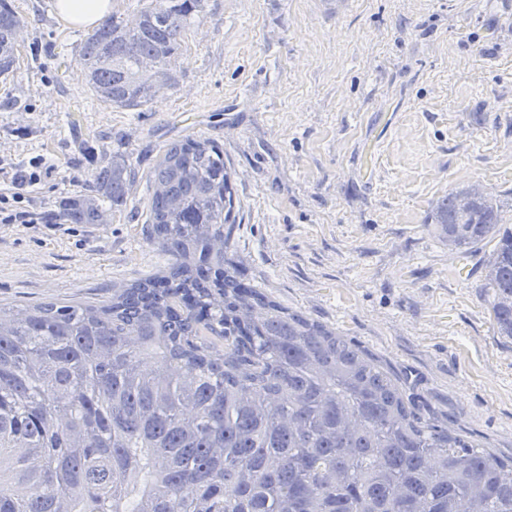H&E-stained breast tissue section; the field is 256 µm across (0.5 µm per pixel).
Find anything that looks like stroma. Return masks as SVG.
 <instances>
[{"label": "stroma", "mask_w": 512, "mask_h": 512, "mask_svg": "<svg viewBox=\"0 0 512 512\" xmlns=\"http://www.w3.org/2000/svg\"><path fill=\"white\" fill-rule=\"evenodd\" d=\"M12 3L25 26L0 77V157L51 153L64 177L37 187L40 223L0 224V303L98 304L163 268L142 233L149 177L170 143L205 137L231 174L239 274L336 327L425 418L512 457V340L494 333L486 253H452L427 226L474 183L512 226L511 22L486 0H204L175 87L125 110L90 93L87 31L57 0ZM115 156L127 207L61 223Z\"/></svg>", "instance_id": "35a3bbf8"}]
</instances>
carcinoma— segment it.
Listing matches in <instances>:
<instances>
[{
	"label": "carcinoma",
	"mask_w": 512,
	"mask_h": 512,
	"mask_svg": "<svg viewBox=\"0 0 512 512\" xmlns=\"http://www.w3.org/2000/svg\"><path fill=\"white\" fill-rule=\"evenodd\" d=\"M88 33L79 62L100 102L138 109L175 86L171 59L203 0H141ZM24 20L0 0V77ZM144 233L164 269L102 305L0 306V512H512V459L427 423L336 329L244 282L224 261L233 195L224 151L171 143L151 173ZM63 201L99 224L131 174ZM448 250L491 246L486 287L512 339V227L479 185L439 201Z\"/></svg>",
	"instance_id": "cac0c4a2"
}]
</instances>
